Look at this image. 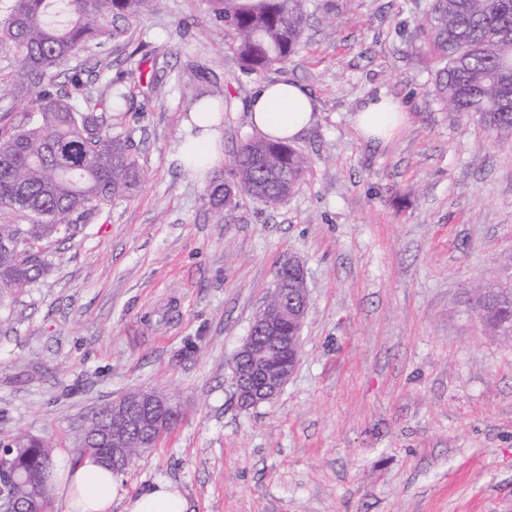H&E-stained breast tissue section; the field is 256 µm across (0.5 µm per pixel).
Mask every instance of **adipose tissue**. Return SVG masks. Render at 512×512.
<instances>
[{
	"label": "adipose tissue",
	"instance_id": "ef3b65f1",
	"mask_svg": "<svg viewBox=\"0 0 512 512\" xmlns=\"http://www.w3.org/2000/svg\"><path fill=\"white\" fill-rule=\"evenodd\" d=\"M404 118L402 106L378 95L368 98L355 116L361 134L369 139L387 140ZM252 124L266 137L289 142L299 138L313 121L312 101L304 87L281 79L256 86L250 103ZM187 125L189 137L179 148L184 166L206 171L221 160L219 118L210 112L194 111ZM58 491L65 512H111L115 499H123L124 512H187L189 505L179 489L159 483L133 493H122L121 481L92 456L69 461L61 467Z\"/></svg>",
	"mask_w": 512,
	"mask_h": 512
}]
</instances>
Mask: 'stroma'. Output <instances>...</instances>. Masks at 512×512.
Wrapping results in <instances>:
<instances>
[{
    "mask_svg": "<svg viewBox=\"0 0 512 512\" xmlns=\"http://www.w3.org/2000/svg\"><path fill=\"white\" fill-rule=\"evenodd\" d=\"M431 0H314L295 63L247 73L207 0H152L117 18L81 68L142 180L50 241L46 273L0 304V441L45 440L57 461L92 412L160 388L181 417L120 479L177 486L189 512H512V341L460 312L512 258V145L433 94L419 25ZM158 60L157 79L138 60ZM311 95L296 141L311 165L278 208L208 203L174 159L198 99L224 102L220 151L255 135V86ZM405 106L387 141L353 117ZM308 315L294 375L243 410L231 364L287 260Z\"/></svg>",
    "mask_w": 512,
    "mask_h": 512,
    "instance_id": "stroma-1",
    "label": "stroma"
}]
</instances>
